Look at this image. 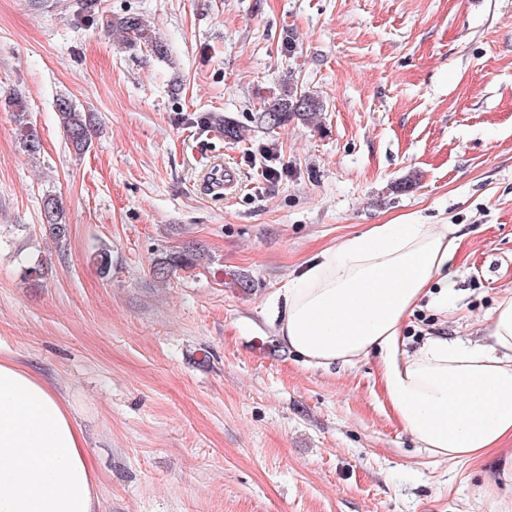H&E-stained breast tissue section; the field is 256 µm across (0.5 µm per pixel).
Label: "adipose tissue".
Listing matches in <instances>:
<instances>
[{
    "label": "adipose tissue",
    "mask_w": 512,
    "mask_h": 512,
    "mask_svg": "<svg viewBox=\"0 0 512 512\" xmlns=\"http://www.w3.org/2000/svg\"><path fill=\"white\" fill-rule=\"evenodd\" d=\"M456 224H377L317 255L283 291L280 340L311 366L378 354L389 406L431 454L485 456L512 440V297L477 340L435 336L403 348L406 318L438 288L457 297L448 262ZM98 483L86 434L54 386L0 358V512H97Z\"/></svg>",
    "instance_id": "ef3b65f1"
}]
</instances>
